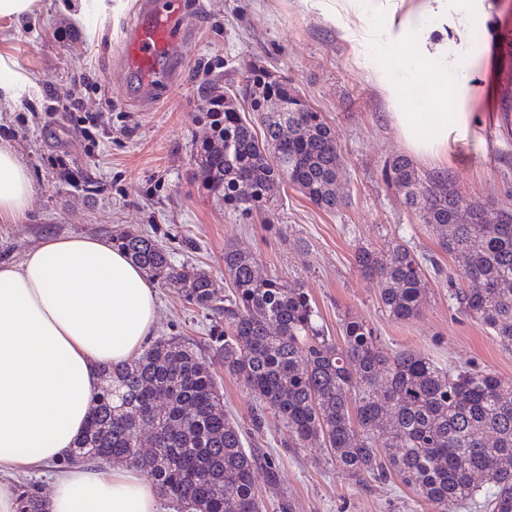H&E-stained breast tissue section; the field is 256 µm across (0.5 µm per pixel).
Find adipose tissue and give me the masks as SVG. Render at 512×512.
<instances>
[{"mask_svg":"<svg viewBox=\"0 0 512 512\" xmlns=\"http://www.w3.org/2000/svg\"><path fill=\"white\" fill-rule=\"evenodd\" d=\"M343 38L365 49L390 119L410 150L440 164L473 129L470 80L448 53L489 16L485 0H372ZM35 195L26 165L0 139V221L25 220ZM155 289L109 240L54 237L0 264V512H17L3 474L51 467L75 447L102 380L151 336ZM137 469L84 464L58 471L48 512H159Z\"/></svg>","mask_w":512,"mask_h":512,"instance_id":"1","label":"adipose tissue"}]
</instances>
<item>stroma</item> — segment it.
I'll return each instance as SVG.
<instances>
[{"mask_svg": "<svg viewBox=\"0 0 512 512\" xmlns=\"http://www.w3.org/2000/svg\"><path fill=\"white\" fill-rule=\"evenodd\" d=\"M136 0H86V19L73 29L65 0H37L20 22L0 19V63L31 77L10 109L0 112V137L13 143L36 194L27 219L0 223V263L19 260L45 238L121 232L151 236L175 264H192L224 279V244L253 251L265 273L300 283L331 335L343 314L363 318L384 348H413L443 366H468L512 380V348L461 315L448 286L428 274L422 315L397 322L382 311L376 284L354 263L358 247L390 241L454 264L439 235L383 180L386 160L407 149L362 53L337 36L322 0H183V37L190 45L176 85L157 84L151 100L127 103L120 83L121 48ZM494 28L475 27L466 45L449 41L473 77L470 110L481 139L458 143L449 169L462 194L512 207V0H490ZM250 66L287 80L323 112L341 156V208L327 212L285 188L252 223L239 222L198 187L193 150L210 135L207 82L239 81ZM156 336H180L214 355L224 320L156 285ZM263 449L280 473V493L265 512H400L397 484H363L338 470L320 448H292L288 431L267 416Z\"/></svg>", "mask_w": 512, "mask_h": 512, "instance_id": "obj_1", "label": "stroma"}]
</instances>
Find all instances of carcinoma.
Returning a JSON list of instances; mask_svg holds the SVG:
<instances>
[{
  "mask_svg": "<svg viewBox=\"0 0 512 512\" xmlns=\"http://www.w3.org/2000/svg\"><path fill=\"white\" fill-rule=\"evenodd\" d=\"M299 93L255 69L242 73L206 117L211 141L195 148L201 187L249 221L278 200L288 184L334 212L340 170L331 127L320 112H298ZM257 116L262 134L243 111ZM286 128L296 135L283 140ZM382 178L403 194L423 222L440 233V248L457 264L451 290L458 311L512 347V223L492 224L483 204L459 224V196L447 171L421 174L406 156L385 161ZM248 181L244 196L239 183ZM151 281L172 284L191 305L224 314L216 353L255 401L251 429L224 410L213 363L177 336L154 340L127 364L103 367L86 430L63 465L87 459L146 472L171 512H263L257 476L280 489L275 462L245 447L272 412L295 448L319 444L358 482L396 479L409 500L432 512L479 504L512 512V380L485 370L443 367L415 349L388 350L369 323L344 316L331 336L307 292L261 271L237 242L224 244V288L204 270L176 265L152 238L112 236ZM354 261L376 282L381 308L398 322L417 318L428 298L427 266L442 268L405 244L360 247ZM152 430L147 448L142 427ZM20 512H47L38 491L18 489Z\"/></svg>",
  "mask_w": 512,
  "mask_h": 512,
  "instance_id": "cac0c4a2",
  "label": "carcinoma"
}]
</instances>
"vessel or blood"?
I'll list each match as a JSON object with an SVG mask.
<instances>
[{
  "instance_id": "1",
  "label": "vessel or blood",
  "mask_w": 512,
  "mask_h": 512,
  "mask_svg": "<svg viewBox=\"0 0 512 512\" xmlns=\"http://www.w3.org/2000/svg\"><path fill=\"white\" fill-rule=\"evenodd\" d=\"M177 20L175 0H138L123 40L126 67L134 78L126 87L127 102L148 98L158 77L176 81L180 53L173 29Z\"/></svg>"
}]
</instances>
